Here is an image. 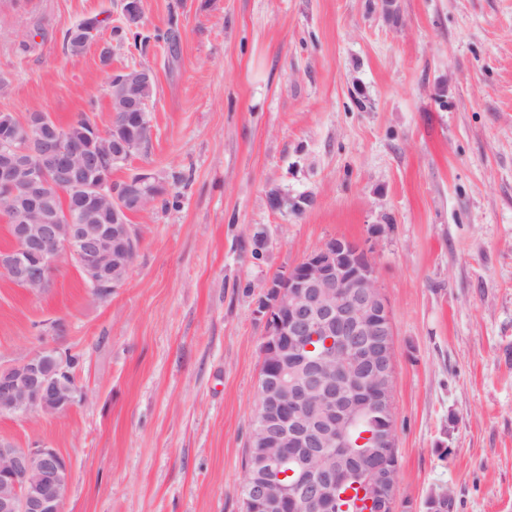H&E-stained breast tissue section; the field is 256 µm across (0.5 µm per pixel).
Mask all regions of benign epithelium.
Segmentation results:
<instances>
[{"label": "benign epithelium", "instance_id": "obj_1", "mask_svg": "<svg viewBox=\"0 0 512 512\" xmlns=\"http://www.w3.org/2000/svg\"><path fill=\"white\" fill-rule=\"evenodd\" d=\"M127 24H140L142 0H123ZM155 76L149 66L132 75L110 72L109 88L123 107L112 133L95 132L90 146H64L65 131L33 146L20 139L0 152V191L10 199L8 229L14 246L0 253V271L31 293L52 286L54 265L71 259L91 295L102 299L122 286L135 258L139 236L129 217L140 211L149 191L145 174L137 182L93 179L104 157L115 164L131 150L123 130L145 126L149 100L135 86ZM68 188L72 208L54 212L55 223L34 224L50 203L49 187ZM272 207L301 212L308 199L269 197ZM109 203L112 223L91 224L89 208ZM265 321L258 405L249 447L261 449L263 477L245 479L242 501L251 512H283L289 499L329 509L336 486L347 478L332 465L337 449L366 443L395 446L393 429L356 433L364 405L371 418L393 414V324L388 302L365 248L330 238L288 273L267 283L259 302ZM65 354L44 347L0 368V411L63 413L84 396ZM390 475L365 477L371 496H392ZM70 467L56 449L34 442L19 448L0 440V512H63Z\"/></svg>", "mask_w": 512, "mask_h": 512}]
</instances>
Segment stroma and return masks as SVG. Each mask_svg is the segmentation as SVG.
<instances>
[{"mask_svg":"<svg viewBox=\"0 0 512 512\" xmlns=\"http://www.w3.org/2000/svg\"><path fill=\"white\" fill-rule=\"evenodd\" d=\"M121 0H17L0 112L110 120L107 69L156 73L148 142L112 177L165 178L131 216L123 286L70 260L33 294L0 274V366L79 355L84 397L0 414L70 466L63 512H243L265 285L332 237L366 244L394 331L395 512H512V0H143L146 52L103 68L62 38ZM175 29L177 49L160 38ZM311 203L274 209L272 191Z\"/></svg>","mask_w":512,"mask_h":512,"instance_id":"35a3bbf8","label":"stroma"}]
</instances>
